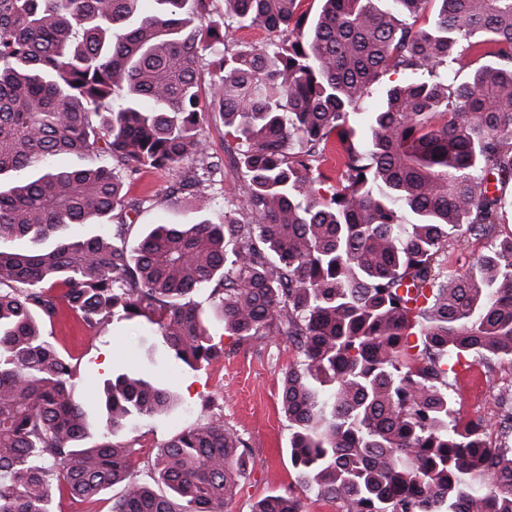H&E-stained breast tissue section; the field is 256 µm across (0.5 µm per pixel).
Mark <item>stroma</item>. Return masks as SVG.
Here are the masks:
<instances>
[{
  "mask_svg": "<svg viewBox=\"0 0 512 512\" xmlns=\"http://www.w3.org/2000/svg\"><path fill=\"white\" fill-rule=\"evenodd\" d=\"M224 176L221 167L205 173L203 188L215 196L216 203L202 215L173 202L169 195L172 175L164 171L145 173L129 192L131 198L143 202L141 214L129 229L130 238L138 239L157 224L195 223L203 218L222 222ZM44 331L89 381L102 384L111 379V362L118 357L131 372L162 371L152 356L155 336L137 322L105 326L100 336L92 339L74 316L65 314L46 324ZM223 343V358L197 371L186 366L176 370V386L184 407L177 419L161 422L145 417L126 429V436L137 438L141 445L139 479L151 482L157 444L182 426L213 414L225 427L237 431L254 460L227 503V512H251L254 504L268 495L299 498L305 512H339L336 503L319 499L316 491L306 486L290 462L288 421L280 411V397L283 375L296 360L295 350L285 340L271 337L241 343L227 336ZM454 387L466 416L495 420L501 396L512 394V360L496 359L488 366L478 361L459 368Z\"/></svg>",
  "mask_w": 512,
  "mask_h": 512,
  "instance_id": "stroma-1",
  "label": "stroma"
}]
</instances>
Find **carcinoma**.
<instances>
[{"mask_svg":"<svg viewBox=\"0 0 512 512\" xmlns=\"http://www.w3.org/2000/svg\"><path fill=\"white\" fill-rule=\"evenodd\" d=\"M431 24L414 28L428 3ZM0 0V512H53V489L110 512H224L249 464L224 422L191 423L156 447V491L114 441L138 416H174L159 378L104 385L89 445L77 366L39 322L71 312L93 338L140 319L169 355L201 367L223 333L281 337L295 349L281 392L289 456L341 512H512V402L500 444L468 418L450 375L470 356L512 358V235L500 240L512 181V0ZM259 23L264 47L237 42ZM238 180L224 221L159 224L126 240L125 184L206 161L199 64ZM473 55L492 63L459 72ZM402 75L386 86L383 76ZM362 113L364 135L350 113ZM342 148L332 193L319 185L331 140ZM66 155L91 164L62 167ZM199 212L215 201L177 180ZM95 225L92 235L72 232ZM488 239L466 271L448 247ZM205 294L214 312L195 297ZM252 512H301L270 495Z\"/></svg>","mask_w":512,"mask_h":512,"instance_id":"1","label":"carcinoma"}]
</instances>
